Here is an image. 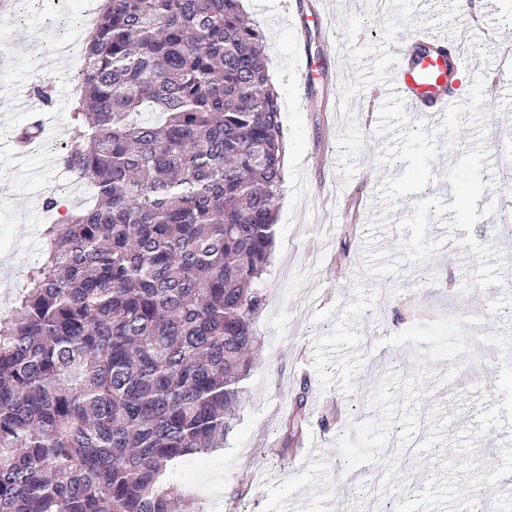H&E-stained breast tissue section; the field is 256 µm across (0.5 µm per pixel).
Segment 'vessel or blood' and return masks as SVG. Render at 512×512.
<instances>
[{
  "mask_svg": "<svg viewBox=\"0 0 512 512\" xmlns=\"http://www.w3.org/2000/svg\"><path fill=\"white\" fill-rule=\"evenodd\" d=\"M479 16L443 33H415L385 49L388 79L384 92L396 93L414 120H430L465 102L460 75L466 66L465 34L478 29Z\"/></svg>",
  "mask_w": 512,
  "mask_h": 512,
  "instance_id": "b4317fda",
  "label": "vessel or blood"
}]
</instances>
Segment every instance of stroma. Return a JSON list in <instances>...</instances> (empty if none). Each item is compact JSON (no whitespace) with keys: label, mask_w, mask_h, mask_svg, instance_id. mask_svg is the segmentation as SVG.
<instances>
[{"label":"stroma","mask_w":512,"mask_h":512,"mask_svg":"<svg viewBox=\"0 0 512 512\" xmlns=\"http://www.w3.org/2000/svg\"><path fill=\"white\" fill-rule=\"evenodd\" d=\"M90 0H34L26 18L0 21V86L32 92V69L44 46L66 31L74 53H57L51 104L43 113L17 109L0 97V148L32 122L45 120L35 148L16 159L22 174L0 204V318L14 289L41 258L26 232L43 225L41 187L67 189L72 207L91 198L77 176L63 175L52 144H65L71 94L81 67L87 29L75 12ZM265 35L268 71L280 97L288 165L277 203V230L265 275L266 301L254 319L260 341L247 394L234 431L214 454L208 474L179 464L183 485L204 512H364L376 497L385 512H463L487 502L492 512H512V252L503 253V286L480 290L478 267L463 230L430 259L431 280L367 273L368 226L379 222V248L402 243L398 222L412 214V196L383 212L382 181L405 163L382 166L388 139L376 132L375 89L387 79L384 45L418 30L439 31L461 19L455 0H242ZM330 13L335 34L348 40L332 63L342 80L327 88L303 83L295 57L312 41V29L287 24L288 14ZM465 84L475 71L496 72L507 97L485 100L494 128L491 153L512 152V67L500 65L494 43L469 42ZM343 106L325 109L327 97ZM474 129L462 128L454 149L432 162L436 183L423 197L453 202L444 175L472 147ZM358 195L366 210L344 223L325 204L332 192ZM304 398L308 414L300 443L287 444L284 419Z\"/></svg>","instance_id":"1"}]
</instances>
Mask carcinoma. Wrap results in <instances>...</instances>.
Returning a JSON list of instances; mask_svg holds the SVG:
<instances>
[{
    "mask_svg": "<svg viewBox=\"0 0 512 512\" xmlns=\"http://www.w3.org/2000/svg\"><path fill=\"white\" fill-rule=\"evenodd\" d=\"M264 53L241 0L100 6L59 157L95 204L48 225L0 320V512H202L176 465L235 427L275 238Z\"/></svg>",
    "mask_w": 512,
    "mask_h": 512,
    "instance_id": "obj_1",
    "label": "carcinoma"
}]
</instances>
